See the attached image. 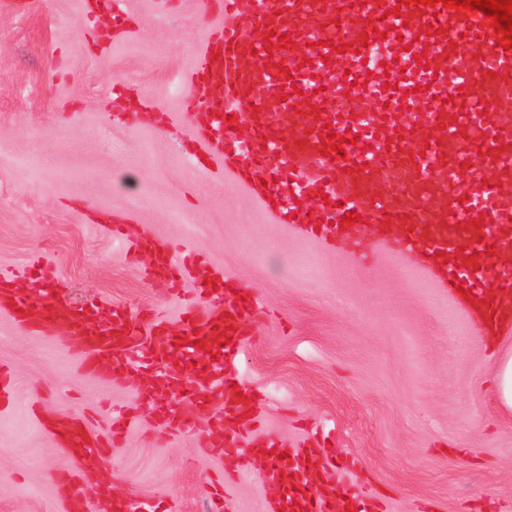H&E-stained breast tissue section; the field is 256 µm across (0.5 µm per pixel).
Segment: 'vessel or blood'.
<instances>
[{"label":"vessel or blood","mask_w":512,"mask_h":512,"mask_svg":"<svg viewBox=\"0 0 512 512\" xmlns=\"http://www.w3.org/2000/svg\"><path fill=\"white\" fill-rule=\"evenodd\" d=\"M223 23L203 30L202 62L190 76L192 108L203 118V147L222 155L235 181L260 205L275 204L278 223H296L308 236L350 246L375 226L376 244L400 255L443 254L441 281L480 329L512 334V272L495 260L512 252V48L503 47L482 12L398 0H203ZM348 17L345 52L332 50L335 19ZM289 36L283 46L281 36ZM382 53L369 62V47ZM479 109L463 111L475 91ZM316 107L300 106L301 96ZM248 135L234 143L231 114ZM361 136L344 161L329 154V130ZM485 164L490 180L471 172ZM357 221L345 223L346 213ZM131 251H150L147 280L179 286L194 258L175 265L168 245L143 237ZM28 273H0V309L25 332L49 337L57 350L77 354L99 381L119 382L127 367L146 370L141 394L152 400L158 422L172 431L192 427L206 435L226 466L236 467L251 429L253 392L229 370L250 339V289L226 288L213 273L187 294L177 324L157 320L143 333L139 320L116 306L103 323L77 316L61 295L27 289ZM208 361L205 380L220 385L221 411L199 404L195 418L172 413L160 400L179 383L188 361ZM45 421L75 460L110 455L111 446L86 423L64 413ZM268 483L289 494L268 512H368L346 492L324 494L329 465L310 461L305 449L273 444L251 453ZM93 512H132L106 483L92 495Z\"/></svg>","instance_id":"vessel-or-blood-1"}]
</instances>
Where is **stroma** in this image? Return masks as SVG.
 Listing matches in <instances>:
<instances>
[{
  "mask_svg": "<svg viewBox=\"0 0 512 512\" xmlns=\"http://www.w3.org/2000/svg\"><path fill=\"white\" fill-rule=\"evenodd\" d=\"M115 8L130 25L120 35L79 0L0 5V271L39 257L77 306L176 320L179 296L140 275L149 255L129 257L107 230L122 215L127 236L194 255L197 279L221 269L253 289L251 340L232 370L256 392L258 445L304 441L335 457L376 512H512V415L491 403L494 359L460 304L416 259L276 223L223 161H194L187 75L219 13L198 0ZM0 366L16 383L0 409V512H63L59 479L92 486L39 406L102 424L135 414L112 449V489L145 512H214L218 489L227 512H266L275 496L206 451L201 433L157 424L135 371L107 387L1 311Z\"/></svg>",
  "mask_w": 512,
  "mask_h": 512,
  "instance_id": "1",
  "label": "stroma"
}]
</instances>
